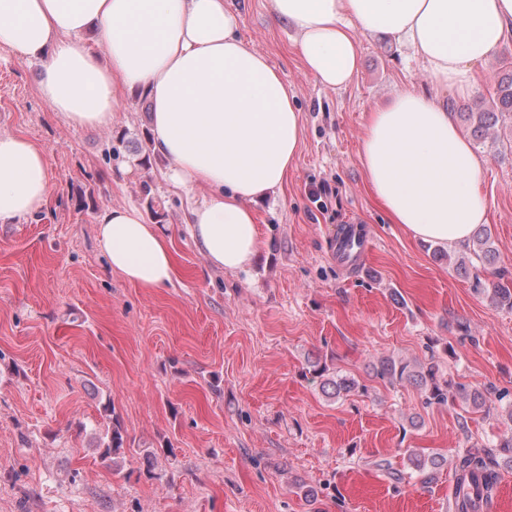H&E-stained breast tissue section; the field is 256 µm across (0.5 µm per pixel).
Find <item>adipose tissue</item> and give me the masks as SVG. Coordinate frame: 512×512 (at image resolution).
Returning <instances> with one entry per match:
<instances>
[{"mask_svg": "<svg viewBox=\"0 0 512 512\" xmlns=\"http://www.w3.org/2000/svg\"><path fill=\"white\" fill-rule=\"evenodd\" d=\"M297 32L305 68L345 87L356 32L411 47L441 86L469 90L475 68L512 39V0H270ZM224 0H0V49L41 64L43 100L76 127L105 129L121 100L150 107L151 149L168 180L200 193L192 237L209 266L248 269L259 250L254 206L280 189L302 143L287 81L240 38ZM367 183L392 223L414 238L460 246L486 221L485 165L436 100L412 89L370 112L361 136ZM51 174L45 150L0 135V224L41 213ZM107 262L149 289L173 280L169 239L133 204L97 221Z\"/></svg>", "mask_w": 512, "mask_h": 512, "instance_id": "adipose-tissue-1", "label": "adipose tissue"}]
</instances>
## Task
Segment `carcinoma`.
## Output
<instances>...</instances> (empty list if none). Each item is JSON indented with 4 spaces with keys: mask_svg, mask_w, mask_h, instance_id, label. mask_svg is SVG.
I'll return each mask as SVG.
<instances>
[{
    "mask_svg": "<svg viewBox=\"0 0 512 512\" xmlns=\"http://www.w3.org/2000/svg\"><path fill=\"white\" fill-rule=\"evenodd\" d=\"M491 98L496 111L466 113L468 121L472 124L473 134L478 138L485 136L495 125L498 115L512 112V74L497 84ZM489 239L488 230L480 227L472 240V243L478 246L474 254L484 266L496 262V252L487 247ZM485 292L494 304L512 310V278L508 277L507 272H501L499 280L492 283ZM446 354V347L441 353L432 349L426 363L382 358L371 365V374L374 378L390 384L407 382L420 387L424 395V404L428 407L445 406L451 397L477 412H490L492 396L495 395L494 388H479L447 377L443 371ZM308 374L311 379L320 381L325 394L335 398L366 390V386L354 378L328 376L326 364L318 359L309 362ZM126 445L125 431L114 415L112 426L107 428L104 434L101 455L104 458H116L125 453ZM504 457L512 463V426L509 427V433L502 436L494 445V450L478 449L461 456L455 469L459 473V484L466 488V492L459 497L458 512H480L481 506L489 502L500 480L499 459ZM407 461L410 469L407 474L392 467L387 468L388 475L394 482L400 483L408 477L417 479L422 485L431 484L439 477L446 464V459L439 453L425 455L415 451L408 454Z\"/></svg>",
    "mask_w": 512,
    "mask_h": 512,
    "instance_id": "1",
    "label": "carcinoma"
}]
</instances>
